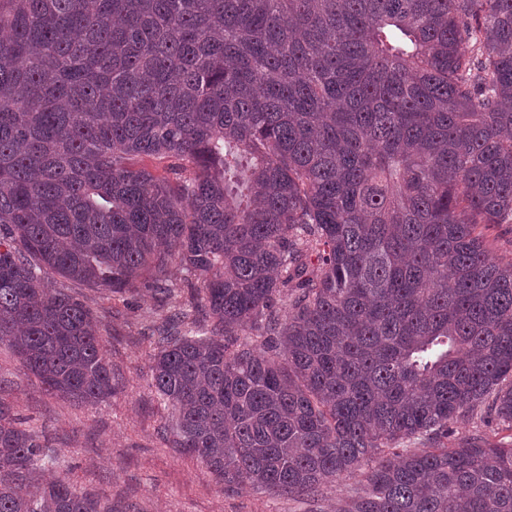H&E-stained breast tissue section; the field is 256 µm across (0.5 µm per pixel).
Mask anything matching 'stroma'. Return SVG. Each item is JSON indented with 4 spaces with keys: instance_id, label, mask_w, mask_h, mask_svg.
<instances>
[{
    "instance_id": "1",
    "label": "stroma",
    "mask_w": 512,
    "mask_h": 512,
    "mask_svg": "<svg viewBox=\"0 0 512 512\" xmlns=\"http://www.w3.org/2000/svg\"><path fill=\"white\" fill-rule=\"evenodd\" d=\"M66 289L106 324L108 356L122 385L97 405L45 396L0 344L7 402L25 427L61 456L60 465L43 471L42 479H66L80 492L111 501L117 512H336L361 487L363 478L356 474L328 484L315 502L250 486L224 493L204 465L162 438L171 411L151 386L150 347L141 335L163 314L152 293L143 289L122 300L72 283Z\"/></svg>"
}]
</instances>
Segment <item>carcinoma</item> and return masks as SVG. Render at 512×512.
Here are the masks:
<instances>
[{"instance_id": "1", "label": "carcinoma", "mask_w": 512, "mask_h": 512, "mask_svg": "<svg viewBox=\"0 0 512 512\" xmlns=\"http://www.w3.org/2000/svg\"><path fill=\"white\" fill-rule=\"evenodd\" d=\"M0 33V343L42 392L121 386L50 279L149 288L168 443L223 491L366 466L339 512H512V0H0ZM57 461L0 397V512H113L34 485ZM501 225L502 227L489 231L488 248L495 260L507 262L512 258V224Z\"/></svg>"}]
</instances>
